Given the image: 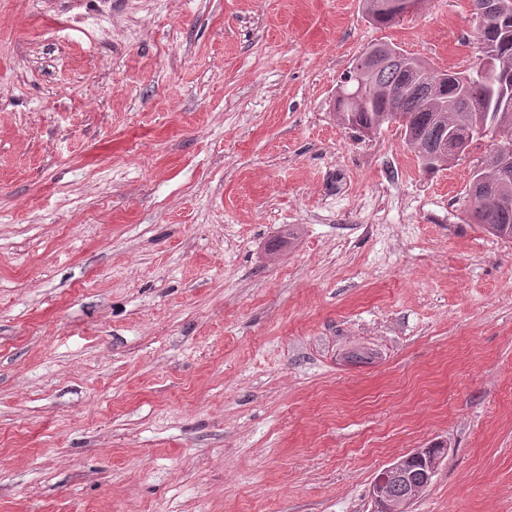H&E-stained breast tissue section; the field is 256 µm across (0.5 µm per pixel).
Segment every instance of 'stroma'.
<instances>
[{
  "label": "stroma",
  "instance_id": "stroma-1",
  "mask_svg": "<svg viewBox=\"0 0 512 512\" xmlns=\"http://www.w3.org/2000/svg\"><path fill=\"white\" fill-rule=\"evenodd\" d=\"M384 42L481 51L469 0H0V512H374L433 442L412 512H512L496 142L343 124ZM383 1L384 0H364L368 17L373 22L379 24H390L394 22L396 18H400L410 12L416 3L414 0H386L383 4V9L389 13L387 14L381 9ZM488 178L487 190L479 195V200L473 202L471 219L483 230L501 240L512 241V208L504 209L496 202V194L501 187L497 183V173L493 168L473 170L469 186ZM424 448H417L394 459L374 478L370 488L376 511L411 512L410 506L428 487L444 459L428 457ZM399 486L403 495L393 497L391 491Z\"/></svg>",
  "mask_w": 512,
  "mask_h": 512
}]
</instances>
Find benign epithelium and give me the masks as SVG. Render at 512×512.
<instances>
[{
  "mask_svg": "<svg viewBox=\"0 0 512 512\" xmlns=\"http://www.w3.org/2000/svg\"><path fill=\"white\" fill-rule=\"evenodd\" d=\"M415 0H385L383 9L396 18H400L414 7ZM472 11L484 20H495L512 14V0H476L472 3ZM493 45L485 46L481 70L483 74L492 79H507L504 71L498 68L494 60ZM413 60L403 50L394 46H382L371 49L360 55L347 71L341 86L350 89L349 97L360 107H365L373 96L378 95L386 100L388 111H399L398 102L408 95L441 100L446 96L444 86L422 89V71L412 72L411 80L405 85L394 88L370 90L361 80L364 73L377 71L389 65H396L401 69L411 68ZM459 154L456 147H448V138L439 136L436 150L424 154V157L448 163V157ZM442 459L428 457L425 449L416 448L411 452L394 459L383 468L374 478L370 488L378 512H411L410 506L419 495L428 487L435 476Z\"/></svg>",
  "mask_w": 512,
  "mask_h": 512,
  "instance_id": "1",
  "label": "benign epithelium"
}]
</instances>
